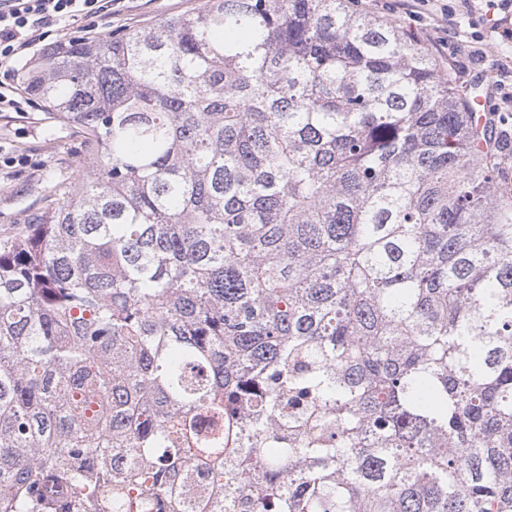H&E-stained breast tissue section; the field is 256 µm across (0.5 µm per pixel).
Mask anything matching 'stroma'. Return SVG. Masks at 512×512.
I'll return each instance as SVG.
<instances>
[{
	"label": "stroma",
	"instance_id": "obj_1",
	"mask_svg": "<svg viewBox=\"0 0 512 512\" xmlns=\"http://www.w3.org/2000/svg\"><path fill=\"white\" fill-rule=\"evenodd\" d=\"M203 0H114L112 15L98 33L120 32L157 18L199 7ZM356 11L396 22L419 39L441 69H452L462 81L478 84L481 95L497 94L498 77L483 65L482 55L512 52V42L489 37L490 27H512V11L465 14L460 0H428L409 12L395 0H354ZM455 10L461 24L458 39L438 42L433 19L444 9ZM84 154L80 130L27 94H19L13 108L0 112V232L28 222L44 208L53 187L78 184Z\"/></svg>",
	"mask_w": 512,
	"mask_h": 512
}]
</instances>
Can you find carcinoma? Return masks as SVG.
Masks as SVG:
<instances>
[{
  "label": "carcinoma",
  "instance_id": "obj_1",
  "mask_svg": "<svg viewBox=\"0 0 512 512\" xmlns=\"http://www.w3.org/2000/svg\"><path fill=\"white\" fill-rule=\"evenodd\" d=\"M21 84L84 157L0 233V512H512V188L417 39L204 0Z\"/></svg>",
  "mask_w": 512,
  "mask_h": 512
}]
</instances>
